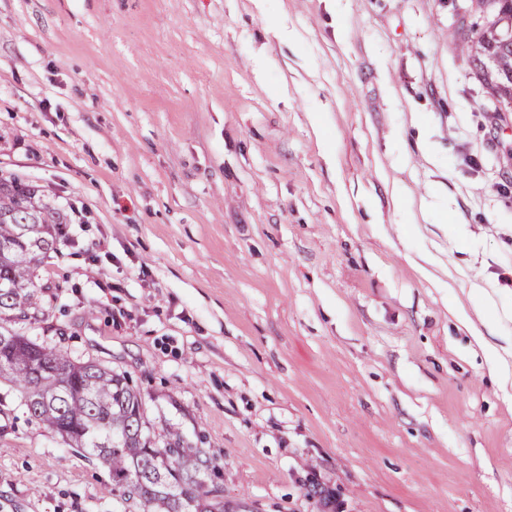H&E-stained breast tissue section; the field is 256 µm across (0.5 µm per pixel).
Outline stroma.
Listing matches in <instances>:
<instances>
[{
    "instance_id": "stroma-1",
    "label": "stroma",
    "mask_w": 512,
    "mask_h": 512,
    "mask_svg": "<svg viewBox=\"0 0 512 512\" xmlns=\"http://www.w3.org/2000/svg\"><path fill=\"white\" fill-rule=\"evenodd\" d=\"M297 34L288 43L268 20ZM475 0H0V178L67 213L31 340L127 373L227 512H512V112ZM464 234L448 240L449 223ZM481 286L492 328L454 315ZM0 512H116L0 386Z\"/></svg>"
}]
</instances>
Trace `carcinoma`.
Returning a JSON list of instances; mask_svg holds the SVG:
<instances>
[{
    "mask_svg": "<svg viewBox=\"0 0 512 512\" xmlns=\"http://www.w3.org/2000/svg\"><path fill=\"white\" fill-rule=\"evenodd\" d=\"M476 4L492 22L464 42V52L497 111L512 112V0ZM61 224L35 186L0 180V380L18 393L30 419L107 468V488L122 512H226L224 499L211 495L203 449L170 431L156 439L127 376L5 328L41 313L44 291L32 261L55 248Z\"/></svg>",
    "mask_w": 512,
    "mask_h": 512,
    "instance_id": "carcinoma-1",
    "label": "carcinoma"
}]
</instances>
